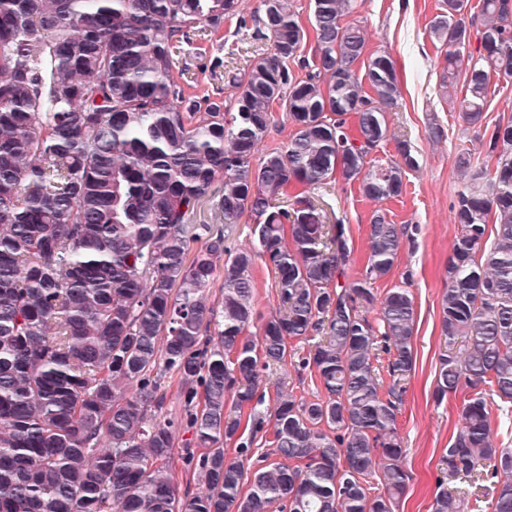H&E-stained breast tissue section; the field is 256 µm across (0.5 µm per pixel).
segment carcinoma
<instances>
[{"label":"carcinoma","mask_w":512,"mask_h":512,"mask_svg":"<svg viewBox=\"0 0 512 512\" xmlns=\"http://www.w3.org/2000/svg\"><path fill=\"white\" fill-rule=\"evenodd\" d=\"M238 2L0 0V512H395L407 487L398 416L415 305L375 284L420 225L375 210L350 279L346 226L309 196L334 180L373 201L402 194L411 141H397L399 162L372 157L400 97L394 63L377 54L358 74L354 0H313L314 57L293 79L305 30L287 0H262L272 53L234 83V111L186 97L176 43L219 31ZM467 6L442 0L429 22L487 147L485 161L458 157L435 399L461 395L443 462L463 487H438L432 512H512V448L494 446L488 411L499 403L512 428V115L485 116L491 83L512 79V0H479L469 18ZM277 106L294 133L259 156ZM205 202L212 222L196 224ZM259 261L275 279L265 315ZM314 335L298 368L321 394L265 411L264 375ZM168 372L204 449L192 493L167 467ZM487 475L491 494L470 504L464 487ZM255 281L256 308L266 314L276 306L274 278L265 265L258 262L253 271Z\"/></svg>","instance_id":"cac0c4a2"}]
</instances>
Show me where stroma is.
<instances>
[{"label":"stroma","mask_w":512,"mask_h":512,"mask_svg":"<svg viewBox=\"0 0 512 512\" xmlns=\"http://www.w3.org/2000/svg\"><path fill=\"white\" fill-rule=\"evenodd\" d=\"M440 4L441 0H355L348 17L365 34L366 54L387 53L398 74L401 98L387 114L389 139L376 154L398 160L397 137L411 139L419 167L406 172L403 195L376 203L365 199L354 183L320 185L311 191L326 202L329 218L342 219L348 227L354 242V261L348 268L352 276L367 252L368 224L375 210H384L393 223L421 227L415 245L401 250L392 274L378 284L383 292L406 283L416 309V365L398 416L407 450L404 464L412 479L397 512H432L437 485L448 478L441 458L460 425V399L454 395L440 403L434 399L435 368L443 346L439 302L458 229L453 205L463 177L457 156L463 151L475 157L486 154L480 132L463 122L443 88V52L428 33V23L439 14ZM261 14V0H239L238 14L227 17L218 33L196 31L177 44L174 72L186 94L197 100L231 102L234 80L270 50L266 41L253 38L250 29ZM434 122L444 130L438 142L429 138ZM406 273L411 276L407 282L402 279Z\"/></svg>","instance_id":"35a3bbf8"}]
</instances>
